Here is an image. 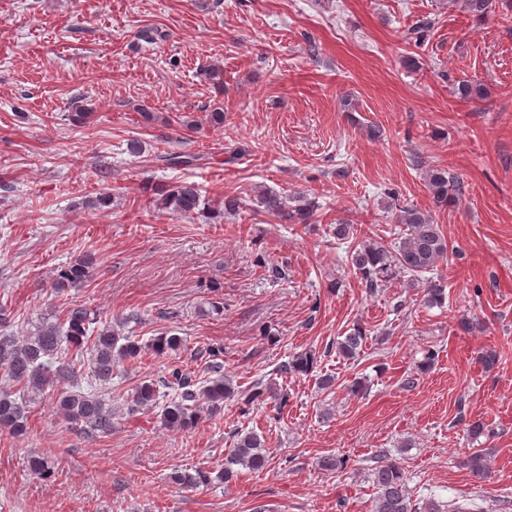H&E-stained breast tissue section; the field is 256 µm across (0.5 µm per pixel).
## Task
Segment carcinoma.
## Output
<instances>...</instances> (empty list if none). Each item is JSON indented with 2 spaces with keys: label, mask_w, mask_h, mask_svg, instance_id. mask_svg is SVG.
I'll return each instance as SVG.
<instances>
[{
  "label": "carcinoma",
  "mask_w": 512,
  "mask_h": 512,
  "mask_svg": "<svg viewBox=\"0 0 512 512\" xmlns=\"http://www.w3.org/2000/svg\"><path fill=\"white\" fill-rule=\"evenodd\" d=\"M490 0H462L467 14L476 21L488 13ZM434 26L433 19L424 18L408 29L409 40L424 41L426 33ZM456 95L466 101L485 96L481 85L472 81L457 84ZM153 167L188 165L190 161L180 155L161 152L148 159ZM428 188L436 207L441 208L456 201L462 194L460 182L448 176V171L437 167H425ZM153 205L173 213L191 215L205 210L199 187L182 181L168 188L153 190ZM258 203L269 214L278 215L294 224H306L318 210V203L308 199L299 208L288 211L283 199L273 191L259 195ZM395 222L404 225L403 236L395 251L391 252L378 241L369 238L350 244L351 262L365 287L377 291L382 283L396 272L423 273L432 270L439 262L448 258V245L439 225L430 212L417 207H403L395 215ZM96 259L86 253L60 269L52 279V288L63 293L78 288L87 282L95 270ZM423 301L429 306H438L445 301V285L442 280H429L423 289ZM95 317L82 305H70L63 318L47 315L33 326V330L22 338L0 336V374L23 388L28 396H35L47 388L56 389L57 414L66 422L75 425L87 436L107 434L112 431V401L97 392H82L75 364L62 357V343L80 351L84 344L91 343L89 358L90 379L101 387L112 383L115 364L138 358L149 349L160 356L181 348L182 340L175 334H165L141 345L133 335L125 333L127 322L118 324L104 322L90 329ZM366 330L356 325L343 339L336 342L338 353L351 359L362 349ZM224 350L208 347L199 351L205 360L206 370L211 376L200 381L196 377L175 367L169 375L158 382H144L135 388L127 410L150 409L156 406L160 388L173 391L172 398L162 410L163 425L172 430H189L198 425L204 416L213 417L224 409V400L237 395L233 380L223 373L220 362ZM317 362L315 353L304 351L291 356L280 365L278 372L284 375H307ZM271 400L282 408L288 405L287 394L273 383H256L245 395L246 403ZM28 422L27 405L23 400L9 394L0 395V428L14 434L26 433ZM268 463L263 436L254 431L236 433L233 448L224 458V470L214 477L210 473L197 471L193 474L177 472L174 480L186 488H196L216 479L228 482L238 476L240 469L258 471ZM471 474L484 479L490 473L487 455L480 450L472 451L464 461ZM372 482L377 489L373 512H466L456 503L443 504L432 497L422 501L413 499L407 487L404 471L399 463L383 456L372 469Z\"/></svg>",
  "instance_id": "cac0c4a2"
}]
</instances>
